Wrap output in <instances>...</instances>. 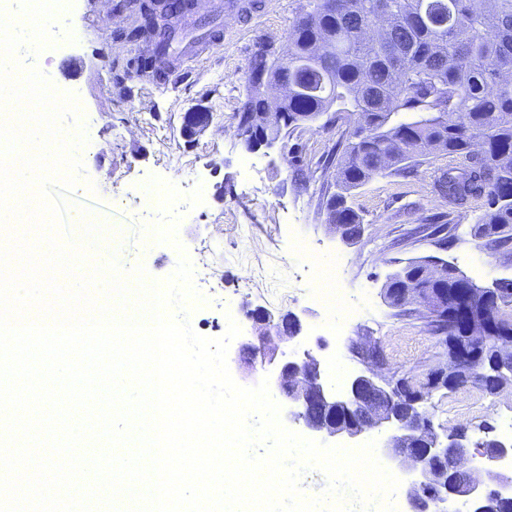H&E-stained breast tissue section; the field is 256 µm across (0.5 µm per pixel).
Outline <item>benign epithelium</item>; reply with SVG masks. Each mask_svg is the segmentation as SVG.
I'll return each mask as SVG.
<instances>
[{
	"mask_svg": "<svg viewBox=\"0 0 512 512\" xmlns=\"http://www.w3.org/2000/svg\"><path fill=\"white\" fill-rule=\"evenodd\" d=\"M212 115L202 106L185 113L181 136L190 144L211 124ZM448 273L435 264L425 271V284L406 290V297L425 310L429 330L441 349L442 362L431 372L429 385L418 387L407 377L391 378L382 372L383 359L378 340L360 336L349 345V353L365 371L351 376L342 390L324 382L320 361L309 351L283 360L268 378L269 388L283 398V419L302 425L312 437H341L357 440L372 431L386 433L382 456L400 470L411 474L407 501L410 512H494L495 504L512 502V494L502 492L507 482L493 480V464L512 456V443L495 439L478 442L479 454L471 452L472 441L464 432L442 438L432 420L419 408L426 394L453 387L466 377V368L483 357L485 348L476 340L490 335L495 340V356L512 361V335L499 336L495 312L475 308V289L461 288L453 300L448 289L433 288ZM259 345L243 343L236 361L257 365L274 361L275 341L299 337L303 324L294 313L276 318L258 307L250 314ZM455 460L448 464V449Z\"/></svg>",
	"mask_w": 512,
	"mask_h": 512,
	"instance_id": "benign-epithelium-1",
	"label": "benign epithelium"
}]
</instances>
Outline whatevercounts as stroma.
<instances>
[{
  "mask_svg": "<svg viewBox=\"0 0 512 512\" xmlns=\"http://www.w3.org/2000/svg\"><path fill=\"white\" fill-rule=\"evenodd\" d=\"M301 2L261 0L243 15L229 0H206L179 21L186 36L172 45L177 74L146 77L136 62L151 57L154 45L126 41L134 21L126 0H69L67 18L53 24L45 70L57 90L78 98L79 112L63 120L64 130L72 134L81 126L87 137L76 151L82 170L68 211L98 218L97 246L123 271L144 267L148 282L168 278L180 256L202 264L213 285L202 289L191 326L217 338L236 321L241 332L230 352L252 336L244 306H260L276 315L299 314L306 336L326 339L315 356L342 365L346 374L362 368L348 351L351 341L370 335L380 342L390 371L420 384L438 365L439 350L423 313L401 315L386 303L387 278L409 259L438 255L486 287L512 279V243L498 250L477 247L472 227L482 202L459 211L434 193L432 169L448 165L449 157L355 190L351 204L364 218V233L349 246L330 230L322 206L320 188L334 182L335 171L317 166L345 132V122L319 120L269 150L241 147L233 129L254 48L261 41L285 46ZM196 105L213 119L189 146L180 133L182 116ZM149 182L174 194L150 214L136 201ZM441 215L455 234L445 250L434 240L413 238L415 228ZM175 216L177 245L156 242L151 228ZM319 267L336 268L339 288L361 306L336 336L324 334L326 311L310 282V270ZM423 409L439 433L464 427L472 441L487 433L496 438L501 415L512 413V390L492 395L470 382L435 392Z\"/></svg>",
  "mask_w": 512,
  "mask_h": 512,
  "instance_id": "1",
  "label": "stroma"
}]
</instances>
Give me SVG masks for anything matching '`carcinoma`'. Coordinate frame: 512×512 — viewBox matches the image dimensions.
<instances>
[{"instance_id":"1","label":"carcinoma","mask_w":512,"mask_h":512,"mask_svg":"<svg viewBox=\"0 0 512 512\" xmlns=\"http://www.w3.org/2000/svg\"><path fill=\"white\" fill-rule=\"evenodd\" d=\"M265 79L288 85L279 103L246 84L244 112H285L278 131L305 125L309 114L336 112L350 130L324 160L336 168V191L322 204L337 224L363 217L347 197L374 178L403 175L426 156H453L434 192L463 208L485 200L473 227L478 246L512 242V0H305L288 45L272 63L251 61ZM484 145L473 155V142ZM430 258L410 260L389 278L391 305L421 279ZM488 304L512 327V280Z\"/></svg>"}]
</instances>
